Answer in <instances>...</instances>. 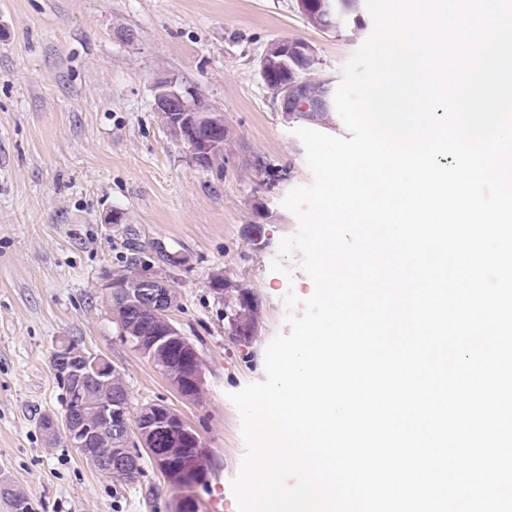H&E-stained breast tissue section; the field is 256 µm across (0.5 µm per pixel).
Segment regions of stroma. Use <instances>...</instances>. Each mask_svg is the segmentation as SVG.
Here are the masks:
<instances>
[{"instance_id": "35a3bbf8", "label": "stroma", "mask_w": 512, "mask_h": 512, "mask_svg": "<svg viewBox=\"0 0 512 512\" xmlns=\"http://www.w3.org/2000/svg\"><path fill=\"white\" fill-rule=\"evenodd\" d=\"M372 28L365 10L348 30L314 28L297 0H0V512H15V491L31 512H174L181 497L149 457L124 484L66 440L49 444L40 421L64 404L49 355L67 336L109 358L131 415L160 403L196 431L208 466L199 512H238L231 481L245 447L228 396L264 380L283 296L314 289L299 256L285 260L292 276L271 269L298 227L282 201L313 176L294 134L303 122L285 117L259 61L271 44L301 40L338 82ZM159 76L223 115L222 172L195 166L161 123ZM132 241L180 261L161 275L177 296L171 318L201 359L198 399L122 336L105 283ZM219 271L259 302L249 340L228 338L209 287Z\"/></svg>"}]
</instances>
